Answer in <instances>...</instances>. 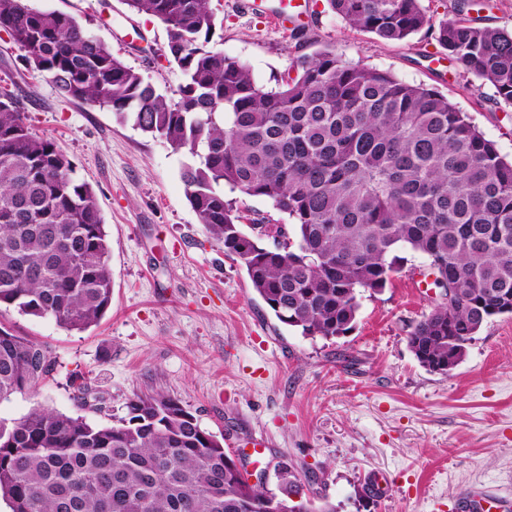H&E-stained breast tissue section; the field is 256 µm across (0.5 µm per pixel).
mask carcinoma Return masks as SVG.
Wrapping results in <instances>:
<instances>
[{
  "instance_id": "1",
  "label": "carcinoma",
  "mask_w": 512,
  "mask_h": 512,
  "mask_svg": "<svg viewBox=\"0 0 512 512\" xmlns=\"http://www.w3.org/2000/svg\"><path fill=\"white\" fill-rule=\"evenodd\" d=\"M161 22L184 75L170 100L58 11L0 0V32L66 98L188 150L189 202L246 270L277 320L304 336L348 333L364 291L386 287L398 253L426 258L435 303L408 334L439 359L511 306L512 161L436 89L329 51L298 57L275 89L208 48L209 0H126ZM350 26L388 41L426 30L512 104V32L463 18L434 24L420 0H328ZM264 198L293 224L263 244L224 189ZM108 233L96 193L58 143L0 93V307L82 332L112 302ZM50 367L44 346L0 326V402ZM105 425L36 408L0 418V499L10 512H268L270 491L226 467L224 444L163 392ZM301 480L281 469L279 495Z\"/></svg>"
}]
</instances>
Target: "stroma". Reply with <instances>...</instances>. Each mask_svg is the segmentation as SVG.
<instances>
[{"instance_id":"1","label":"stroma","mask_w":512,"mask_h":512,"mask_svg":"<svg viewBox=\"0 0 512 512\" xmlns=\"http://www.w3.org/2000/svg\"><path fill=\"white\" fill-rule=\"evenodd\" d=\"M421 0L434 21L464 17L512 30V0ZM308 25L296 37L275 30L244 0H210L223 27L215 50L246 63L256 81L277 87L297 57L329 50L344 60L423 83L469 115L512 159V105L418 32L395 42L347 25L327 0H305ZM71 16L156 90L177 98L183 74L163 24L125 0H28ZM14 94L33 132L54 139L94 189L109 235L112 303L85 331L14 308L0 323L47 348L51 369L31 390L0 403L18 419L41 406L92 422L127 417L135 395L164 391L202 429L243 450L277 490L280 465L301 478L307 499L336 512H460L480 489L512 498V317L492 319L447 373L427 371L407 343L438 291L416 275L406 253L386 288L364 293L353 329L331 340L285 327L225 254L187 198L189 156L117 119L106 108L64 99L0 33V91ZM105 399L79 405L76 384ZM264 452H255V437ZM387 482L376 500L365 484Z\"/></svg>"}]
</instances>
